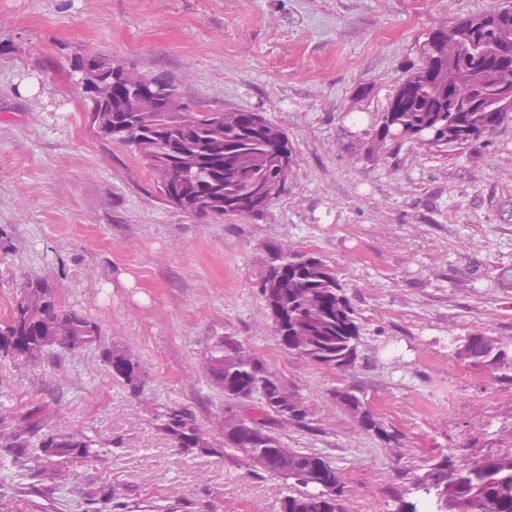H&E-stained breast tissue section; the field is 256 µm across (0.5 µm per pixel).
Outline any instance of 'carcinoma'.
Masks as SVG:
<instances>
[{"instance_id": "cac0c4a2", "label": "carcinoma", "mask_w": 512, "mask_h": 512, "mask_svg": "<svg viewBox=\"0 0 512 512\" xmlns=\"http://www.w3.org/2000/svg\"><path fill=\"white\" fill-rule=\"evenodd\" d=\"M73 72H87L88 81L123 82L124 64L96 52L74 60ZM164 84L178 91L170 77L140 74L139 86ZM512 85V0L465 19L454 27L431 33L418 62L393 89L386 108L371 123L370 150L386 158L405 143L426 135L439 152L461 149L512 121V108L491 110L500 86ZM87 100L90 126L105 139L128 147L148 168L163 201L194 216L242 219L263 216L272 201L260 191L278 186L283 159H292L287 133L266 117L243 113L237 127L218 123L219 113L138 112L135 88L118 90L103 101L95 90L81 86ZM474 94L484 106L455 112L459 91ZM259 288L281 345L295 358L329 370L343 371L358 357L362 326L336 270L320 257L298 247L267 245V260ZM101 342L97 323L83 312L60 304L43 279L21 287L10 319L0 324V354L23 364L49 354L70 353ZM456 354L496 375L512 365L509 345L482 331L472 332ZM112 378L138 393L140 367L118 348H103ZM212 383L224 392V447L263 470L281 476L288 485L282 512H348L343 475L325 457L283 448L269 422L306 424L309 406L285 386L259 357L229 336L215 343L206 363ZM336 398L359 415L361 429L394 448V432L364 406L351 388ZM158 429L178 448L208 453L214 447L197 415L188 408L163 406L155 413ZM38 438L42 454L33 468L60 461H83L95 455V441L84 434L46 430L32 421L0 432V448L22 466L29 438ZM298 491H293V488ZM409 491L396 496L394 512H512V453L489 456L457 466L443 456L428 465Z\"/></svg>"}]
</instances>
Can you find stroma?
<instances>
[{"mask_svg":"<svg viewBox=\"0 0 512 512\" xmlns=\"http://www.w3.org/2000/svg\"><path fill=\"white\" fill-rule=\"evenodd\" d=\"M495 0H0V321L27 278L102 333L20 366L0 357V429L22 420L95 440L98 457L31 473L0 452L17 512H281L283 480L234 449L175 448L153 410H193L222 444L226 401L207 357L231 336L310 407L285 446L326 456L349 512H392L433 460L512 451V383L457 358L476 329L512 343V122L468 147L369 156L370 116L440 26ZM95 51L180 81L193 106L258 111L287 133L288 191L261 218L201 219L162 201L126 147L91 129L71 78ZM293 245L339 273L363 325L356 363L312 366L280 345L257 278ZM141 364L142 392L102 349ZM353 387L392 450L337 401ZM104 362L116 379L127 386L131 393L137 394L140 387V367L131 355L118 348H103Z\"/></svg>","mask_w":512,"mask_h":512,"instance_id":"stroma-1","label":"stroma"}]
</instances>
